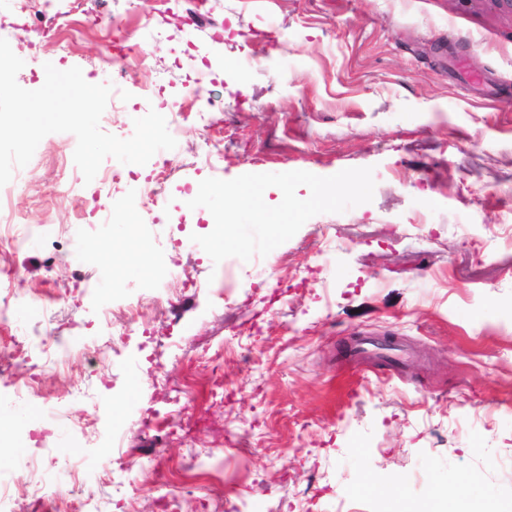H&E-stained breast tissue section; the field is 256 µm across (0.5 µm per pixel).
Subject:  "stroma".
Returning a JSON list of instances; mask_svg holds the SVG:
<instances>
[{
  "instance_id": "stroma-1",
  "label": "stroma",
  "mask_w": 512,
  "mask_h": 512,
  "mask_svg": "<svg viewBox=\"0 0 512 512\" xmlns=\"http://www.w3.org/2000/svg\"><path fill=\"white\" fill-rule=\"evenodd\" d=\"M0 0V38L102 83L113 20L132 77L100 119L119 138L163 104L183 108L166 196L148 166L113 185L79 176L77 139L52 133L15 169L25 248L0 241V301L15 330L45 321L74 350L25 392L0 333V436L36 477L77 482L100 512H390L448 484L512 512V14L492 0ZM194 44L209 65L183 61ZM369 167L371 202L310 218L261 256L213 263L192 235L200 181L331 176ZM134 224L153 271L116 277L103 252ZM136 307L140 327L107 329ZM403 343L402 371L355 366L358 333ZM84 387V401L68 393ZM163 414L144 420L147 410ZM35 477V478H36Z\"/></svg>"
}]
</instances>
